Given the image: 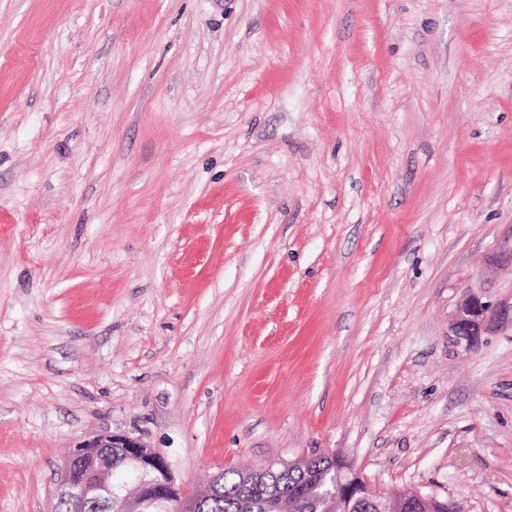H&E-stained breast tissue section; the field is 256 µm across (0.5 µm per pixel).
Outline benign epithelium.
Listing matches in <instances>:
<instances>
[{
	"label": "benign epithelium",
	"mask_w": 512,
	"mask_h": 512,
	"mask_svg": "<svg viewBox=\"0 0 512 512\" xmlns=\"http://www.w3.org/2000/svg\"><path fill=\"white\" fill-rule=\"evenodd\" d=\"M512 329V294L493 298L472 288L462 292L449 316L448 336L456 348L473 353L482 337ZM312 457L288 462L308 474L313 494L328 512L353 502L374 498L378 512H421L427 505L444 512L448 504L434 496L412 489L385 493L372 487L341 457L329 472L319 473ZM125 461L134 466L136 490L123 498L122 512H146L154 503H170L175 512H200L202 500L220 491L222 471L214 473L203 493L187 491L178 484L168 458L141 437L128 433H107L76 443L70 448L57 480L55 496L68 502L72 512H84L86 503L96 502L99 512H112V468ZM297 499L273 489L267 496L269 512H290Z\"/></svg>",
	"instance_id": "obj_1"
}]
</instances>
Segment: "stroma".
Returning a JSON list of instances; mask_svg holds the SVG:
<instances>
[{"mask_svg": "<svg viewBox=\"0 0 512 512\" xmlns=\"http://www.w3.org/2000/svg\"><path fill=\"white\" fill-rule=\"evenodd\" d=\"M506 248L512 0H0V512L105 432L512 512ZM512 329V293L493 298L472 288L465 289L449 316L448 336L456 348L473 353L483 336Z\"/></svg>", "mask_w": 512, "mask_h": 512, "instance_id": "obj_1", "label": "stroma"}]
</instances>
